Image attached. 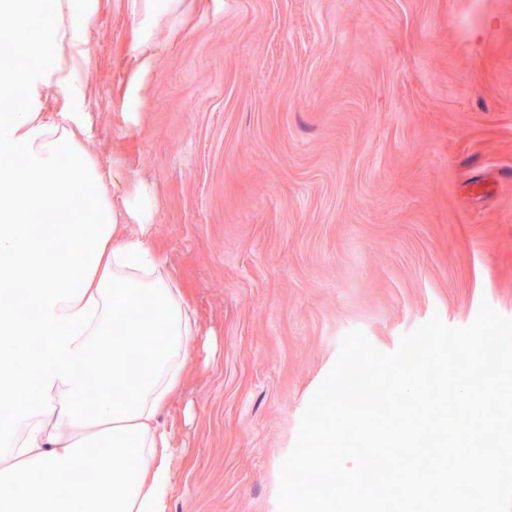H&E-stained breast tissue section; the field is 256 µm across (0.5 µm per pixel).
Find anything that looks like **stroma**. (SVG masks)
Returning <instances> with one entry per match:
<instances>
[{
  "label": "stroma",
  "instance_id": "35a3bbf8",
  "mask_svg": "<svg viewBox=\"0 0 512 512\" xmlns=\"http://www.w3.org/2000/svg\"><path fill=\"white\" fill-rule=\"evenodd\" d=\"M177 23L101 0L92 148L155 188L199 317L170 512H278L346 333L392 352L435 315L512 318V0H183ZM155 59V53L149 45H143L139 51L138 62L132 73L130 89L138 93L144 84L145 77L151 71Z\"/></svg>",
  "mask_w": 512,
  "mask_h": 512
}]
</instances>
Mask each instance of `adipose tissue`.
Segmentation results:
<instances>
[{"mask_svg": "<svg viewBox=\"0 0 512 512\" xmlns=\"http://www.w3.org/2000/svg\"><path fill=\"white\" fill-rule=\"evenodd\" d=\"M98 8L0 0L15 21L0 31V512H170L178 457L159 414L200 326L154 246L156 191L120 182L119 164L90 150L78 75L90 54L82 25ZM144 304L150 318L131 322ZM77 469L86 478L61 485Z\"/></svg>", "mask_w": 512, "mask_h": 512, "instance_id": "obj_1", "label": "adipose tissue"}]
</instances>
